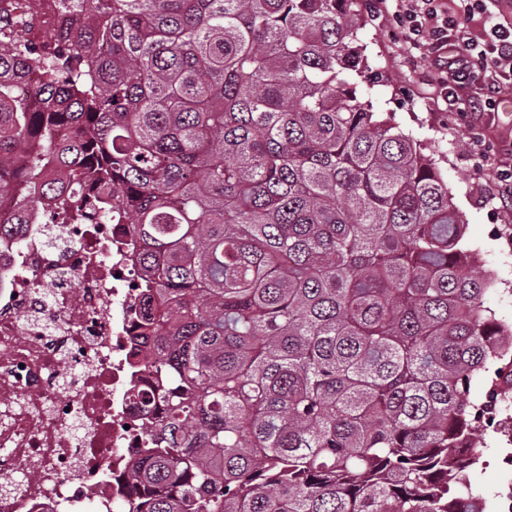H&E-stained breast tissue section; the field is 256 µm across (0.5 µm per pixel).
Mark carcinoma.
Segmentation results:
<instances>
[{"label":"carcinoma","mask_w":512,"mask_h":512,"mask_svg":"<svg viewBox=\"0 0 512 512\" xmlns=\"http://www.w3.org/2000/svg\"><path fill=\"white\" fill-rule=\"evenodd\" d=\"M82 2L66 52L0 35V196L28 195L0 238L45 201L130 225L163 412L112 512H482L453 453L498 413L512 323L366 99L357 0Z\"/></svg>","instance_id":"1"}]
</instances>
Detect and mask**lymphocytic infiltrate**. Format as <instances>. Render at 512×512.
<instances>
[{
    "mask_svg": "<svg viewBox=\"0 0 512 512\" xmlns=\"http://www.w3.org/2000/svg\"><path fill=\"white\" fill-rule=\"evenodd\" d=\"M499 0H373L376 12L395 18L407 43L422 51L443 87L449 111L465 112L463 89L480 83L483 111L499 106L501 93L512 88V25L498 20ZM485 16L489 28L474 39L462 17Z\"/></svg>",
    "mask_w": 512,
    "mask_h": 512,
    "instance_id": "obj_1",
    "label": "lymphocytic infiltrate"
}]
</instances>
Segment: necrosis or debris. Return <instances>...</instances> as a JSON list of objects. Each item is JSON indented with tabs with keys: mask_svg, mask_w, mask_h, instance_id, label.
I'll return each mask as SVG.
<instances>
[{
	"mask_svg": "<svg viewBox=\"0 0 512 512\" xmlns=\"http://www.w3.org/2000/svg\"><path fill=\"white\" fill-rule=\"evenodd\" d=\"M25 39L40 43L75 20L64 0H15ZM125 224H49L0 240V512H109L129 498L130 460L151 447L141 400L150 371H132L146 280Z\"/></svg>",
	"mask_w": 512,
	"mask_h": 512,
	"instance_id": "obj_1",
	"label": "necrosis or debris"
}]
</instances>
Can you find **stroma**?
Here are the masks:
<instances>
[{
  "instance_id": "35a3bbf8",
  "label": "stroma",
  "mask_w": 512,
  "mask_h": 512,
  "mask_svg": "<svg viewBox=\"0 0 512 512\" xmlns=\"http://www.w3.org/2000/svg\"><path fill=\"white\" fill-rule=\"evenodd\" d=\"M359 17L368 98L377 111L395 113L401 129L426 145L464 216L467 244L482 251L477 271L493 278L484 305L512 322V193L500 181L512 173V92L493 112L448 111L428 61L405 44L393 18L373 14L368 0H360ZM477 442L480 461L472 478L492 505L512 493V463L506 461L512 436L494 424L478 433Z\"/></svg>"
}]
</instances>
